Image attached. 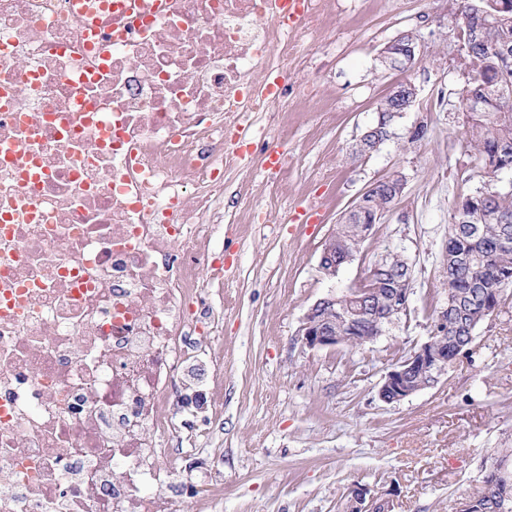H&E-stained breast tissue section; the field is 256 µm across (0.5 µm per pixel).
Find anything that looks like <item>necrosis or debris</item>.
<instances>
[{
	"instance_id": "1",
	"label": "necrosis or debris",
	"mask_w": 512,
	"mask_h": 512,
	"mask_svg": "<svg viewBox=\"0 0 512 512\" xmlns=\"http://www.w3.org/2000/svg\"><path fill=\"white\" fill-rule=\"evenodd\" d=\"M0 0V512H176L147 494L187 442L172 412L223 318L201 280L233 221L288 210L298 37L336 18L303 0ZM280 163L266 166L270 150ZM233 179L234 180L229 183L227 193H224V213L228 216L234 215L235 213L230 195L232 192L239 189L242 181L246 184V188L249 192H251L256 198L264 195L266 191V185L265 182H263L262 177L251 169L239 176H235Z\"/></svg>"
}]
</instances>
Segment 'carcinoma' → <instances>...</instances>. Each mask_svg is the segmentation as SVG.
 <instances>
[{
	"instance_id": "cac0c4a2",
	"label": "carcinoma",
	"mask_w": 512,
	"mask_h": 512,
	"mask_svg": "<svg viewBox=\"0 0 512 512\" xmlns=\"http://www.w3.org/2000/svg\"><path fill=\"white\" fill-rule=\"evenodd\" d=\"M504 46L512 48V21L483 26L473 53L461 58L470 92L482 99L480 109L467 115L463 142L476 162L483 187L458 198L448 227L445 293L463 305L466 320L438 310L431 335L450 341L468 335L464 322L478 326L490 316L499 305L503 280L512 279V189L497 186L499 175L512 173V59L505 63L497 54ZM396 199L397 195L380 188L369 200L370 208L376 212ZM362 233L363 225L358 223L337 225L336 253L360 248ZM350 305L346 295L336 296V325L348 322ZM477 502L476 512H512V476L488 471Z\"/></svg>"
}]
</instances>
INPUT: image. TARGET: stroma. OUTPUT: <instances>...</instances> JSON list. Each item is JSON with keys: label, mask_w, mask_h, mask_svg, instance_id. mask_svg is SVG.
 Returning a JSON list of instances; mask_svg holds the SVG:
<instances>
[{"label": "stroma", "mask_w": 512, "mask_h": 512, "mask_svg": "<svg viewBox=\"0 0 512 512\" xmlns=\"http://www.w3.org/2000/svg\"><path fill=\"white\" fill-rule=\"evenodd\" d=\"M460 24L457 0H340L319 43L300 38L304 57L325 66L297 71L295 82L319 77L330 99L293 112L283 192L292 209L321 202L319 221L273 230L228 224L213 242L214 256L229 265L228 288L211 294L224 333L198 339L203 360L214 363L208 388L200 404L178 412L199 445L185 449L178 477L155 494L218 482L224 495L209 512H337L358 482L392 512H455L476 495L499 450L512 448V288L436 386L399 402L379 397L392 361L433 328L453 204L482 185L462 147ZM405 30L423 51L408 75L417 99L393 118V138L355 157L379 101L401 78L381 66L379 51ZM420 126L424 139L409 143ZM391 175L405 188L389 220L374 226L354 261L325 278L324 238L369 184ZM390 252L413 269L406 315L361 347H306L298 330L307 310L354 287Z\"/></svg>", "instance_id": "obj_1"}]
</instances>
